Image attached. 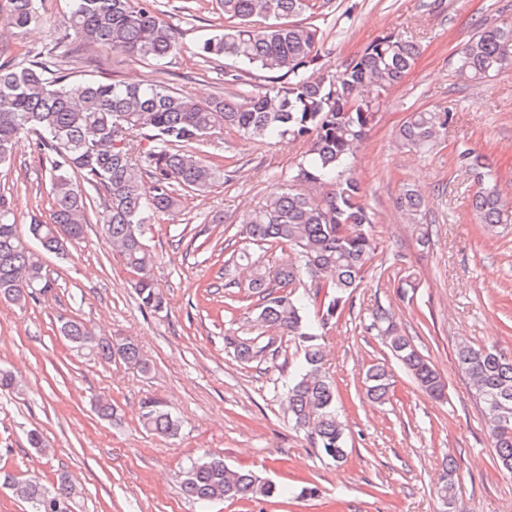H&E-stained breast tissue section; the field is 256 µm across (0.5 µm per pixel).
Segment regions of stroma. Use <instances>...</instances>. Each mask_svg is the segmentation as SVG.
<instances>
[{"instance_id": "obj_1", "label": "stroma", "mask_w": 512, "mask_h": 512, "mask_svg": "<svg viewBox=\"0 0 512 512\" xmlns=\"http://www.w3.org/2000/svg\"><path fill=\"white\" fill-rule=\"evenodd\" d=\"M158 2L183 46L162 64L164 79L201 101L223 93V67H200L191 58L196 42L224 23L215 0ZM70 9L71 0H40V22L20 33L0 21V62L51 56L77 79L150 78V66L120 51L67 55ZM323 19L319 63L329 73L342 71L347 59L389 31L421 47L357 154L353 174L374 214L377 249L343 314L320 339L347 425L345 462L315 448L286 409L282 383L303 357L298 340L277 337L274 355L248 365L224 342L257 333L249 324L245 272L236 271V287L226 285L224 247L234 243L244 213L281 186L301 147L217 133L200 153L234 170V179L206 195L185 196L147 233L165 311L141 307L131 273L96 223L64 255L45 256L51 292L23 305L0 301V368L19 382L18 389L0 390V475L35 476L49 486L67 476L82 491L74 512H512V476L496 463L483 407L455 359L462 341L512 356V223L490 232L474 222V176L454 162L463 143L484 153L512 200V69L472 85L451 65L476 28L512 26V0H327ZM451 105L457 121L442 144L429 152L398 145L396 132L410 112ZM50 164L30 135L11 163L0 165V194L19 224L34 216L49 221ZM406 184L422 188L427 201L432 240L425 249L395 207ZM408 270L412 285L399 288ZM380 306L445 379L444 400L426 396L371 330ZM62 315L81 318L97 335L139 344L149 370L73 349L59 331ZM379 362L395 385L383 404L364 385L366 369ZM99 396L112 399L115 418L97 416ZM148 400L180 418L176 439L140 426ZM32 429L42 434V447L28 445ZM205 453L288 493L205 506L186 499L182 472ZM449 457L458 470L448 506L436 482Z\"/></svg>"}]
</instances>
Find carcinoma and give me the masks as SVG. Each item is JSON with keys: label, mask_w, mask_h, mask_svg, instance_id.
I'll return each mask as SVG.
<instances>
[{"label": "carcinoma", "mask_w": 512, "mask_h": 512, "mask_svg": "<svg viewBox=\"0 0 512 512\" xmlns=\"http://www.w3.org/2000/svg\"><path fill=\"white\" fill-rule=\"evenodd\" d=\"M216 5L224 27L200 39L193 55L205 65L231 61L238 72L224 71L235 90L205 101L155 78L142 84L77 80L47 60L0 64V165L30 134L37 137V147L55 157L49 170L50 222L34 217L21 233L0 195V301L24 304L35 292L53 288L43 274L42 256L59 255L67 244L84 239L94 207L88 189L101 187L106 198L97 223L105 239L134 273L132 288L140 304L164 311L166 299L155 287V260L145 230L156 215L181 206V193L200 196L233 176L199 154L204 138L225 131L262 143L275 138L299 143L301 156L288 171L287 187L245 215L246 224L238 230L243 247L224 266L249 269L248 288L257 297L254 326L276 328L302 343L303 360L285 383L288 413L315 447L340 464L347 457L346 427L318 338L344 311L376 250L374 215L352 175L357 148L380 108L379 100L363 92L371 86L374 94H385L397 86L420 45L399 33L382 34L347 60L338 77L317 69L323 31L316 0H216ZM0 14L18 33L40 21L37 0H0ZM68 27L76 52L108 47L154 66L182 50L156 0H72ZM511 67L512 28L507 27H478L453 61L456 76L473 84ZM249 70L261 72L264 83L241 82V73ZM454 116L451 108L414 110L399 129V145L433 150ZM145 139L153 143L147 152L140 148ZM455 162L477 171L471 199L477 223L489 230L506 223L512 208L500 192L497 169L471 147L460 148ZM396 208L418 244L429 245L425 198L406 187ZM253 246H286L294 259L270 266L253 258ZM299 283L305 290L296 289ZM60 322L72 347L104 361L117 357L149 368L136 343L97 336L76 318ZM372 328L423 393L443 398L441 374L389 311L377 309ZM225 343L244 365L263 361L274 347L273 340L260 336H227ZM456 361L483 405L498 467L511 476L512 361L465 342L456 348ZM365 383L374 401L389 400L393 381L384 366H371ZM139 422L163 438L180 430L178 418L156 401L143 406ZM455 474L456 462L450 459L438 494L455 496ZM4 484L30 505V512H71L77 498L63 476L52 487L36 477L9 475ZM181 489L200 504L282 494L274 482L208 454L183 470Z\"/></svg>", "instance_id": "obj_1"}]
</instances>
